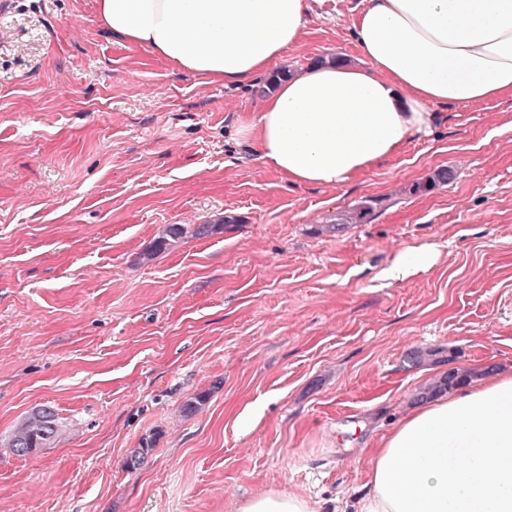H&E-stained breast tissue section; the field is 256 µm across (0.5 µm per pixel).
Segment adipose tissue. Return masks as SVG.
<instances>
[{
  "label": "adipose tissue",
  "instance_id": "ef3b65f1",
  "mask_svg": "<svg viewBox=\"0 0 512 512\" xmlns=\"http://www.w3.org/2000/svg\"><path fill=\"white\" fill-rule=\"evenodd\" d=\"M113 34L179 70L240 85L267 73L305 28L307 0H97ZM360 62L324 59L279 83L236 139L298 185L352 182L432 135L435 109L512 95V0H363ZM435 246L399 249L394 283L429 271ZM352 512H512V365L409 411L367 450ZM236 512H317L271 490Z\"/></svg>",
  "mask_w": 512,
  "mask_h": 512
}]
</instances>
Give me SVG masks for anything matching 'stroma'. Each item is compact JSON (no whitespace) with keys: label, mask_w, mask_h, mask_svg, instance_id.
<instances>
[{"label":"stroma","mask_w":512,"mask_h":512,"mask_svg":"<svg viewBox=\"0 0 512 512\" xmlns=\"http://www.w3.org/2000/svg\"><path fill=\"white\" fill-rule=\"evenodd\" d=\"M308 5L274 74L356 51L362 0ZM267 81L179 72L113 36L96 0H0V512H235L279 488L330 512L365 492L367 441L420 388L512 365V96L439 107L391 162L300 186L232 138ZM222 219L143 260L166 225ZM420 245L430 271L381 279ZM417 348L451 362L412 365ZM41 405L60 440L11 454Z\"/></svg>","instance_id":"stroma-1"}]
</instances>
